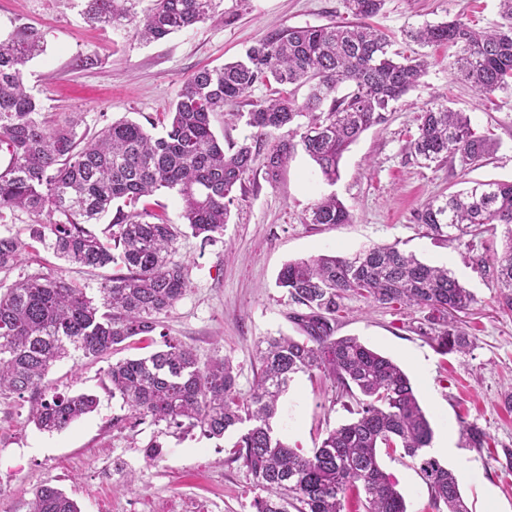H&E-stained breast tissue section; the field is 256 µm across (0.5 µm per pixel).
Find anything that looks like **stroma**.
Returning a JSON list of instances; mask_svg holds the SVG:
<instances>
[{"mask_svg": "<svg viewBox=\"0 0 512 512\" xmlns=\"http://www.w3.org/2000/svg\"><path fill=\"white\" fill-rule=\"evenodd\" d=\"M219 11L193 29L143 43L132 24H87L80 0H0V28L20 18L43 34L46 51L28 63L26 87L49 120L80 113V130L91 137L119 119L161 122L193 72L239 59L273 29L352 19L345 0H222ZM458 16L477 29L493 27L500 20L499 0H386L374 25L392 35L394 51L425 54L427 71L386 125L365 131L344 153L336 183H327L300 150L277 180L268 179L263 163L273 137L258 136L245 119L213 115L216 137L228 148L251 143L255 162L223 235L208 244L189 234L178 239L176 258L186 268L188 290L161 315L159 332L134 338L124 354L147 356L162 350L165 340H178L193 347L200 361L217 354L228 358L238 390L249 393L259 369L258 342L297 333L290 319L295 306L276 285L286 262L399 244L427 263L448 267L475 295L473 310L462 317L473 347L441 354L407 329L422 319L421 311L373 306L353 295L344 301L336 333L357 337L406 372L434 433L446 429L452 435L455 453L441 462L457 475L471 512H512V466L503 455L512 448V410L502 398L512 387V315L499 311L491 277L503 232L489 229L442 244L415 221L429 198L463 189L466 182L512 181V91L475 95L469 84L455 80L448 49L421 47L405 37L408 30ZM433 104L467 113L478 132L499 141L498 151L468 170L456 161L428 164L411 156L416 117ZM330 193L346 205L350 223H305L313 202ZM36 222L22 210L0 211V235L26 249L11 273L0 274V284L60 267L88 297L98 298L103 271L58 259L33 239ZM107 367V361L75 352L51 369L46 395L90 392L99 399L95 411L53 435L29 423L28 397L0 394V512H28L34 490L46 482L81 512H252L253 479L229 460L235 435L208 438L136 419L112 394ZM354 406L331 380L302 374L284 395V411L273 425L289 442L310 449L327 429L348 421ZM472 424L489 435L488 448L465 446L461 430ZM153 443L162 454L149 465L143 450ZM380 462L397 481L408 512H433L410 458L385 454ZM131 471L137 481L128 489L123 481Z\"/></svg>", "mask_w": 512, "mask_h": 512, "instance_id": "1", "label": "stroma"}]
</instances>
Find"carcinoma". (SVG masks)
Listing matches in <instances>:
<instances>
[{"label":"carcinoma","instance_id":"cac0c4a2","mask_svg":"<svg viewBox=\"0 0 512 512\" xmlns=\"http://www.w3.org/2000/svg\"><path fill=\"white\" fill-rule=\"evenodd\" d=\"M90 24L134 23V35L158 41L214 17L216 0H152L138 15V0H81ZM354 23L287 27L259 39L245 55L203 68L181 86L154 136L132 120L106 126L90 139L79 118L49 123L41 102L24 83V70L45 51L44 36L16 19L0 34V209L45 217L35 238L56 256L88 269L112 268L100 301L69 283L59 270L30 275L0 291V393L29 394V421L41 432H59L93 412L94 395L45 398V380L70 349L102 359L137 336L160 327V315L185 295L188 282L175 260L177 230L147 208L143 197L168 189L182 203L184 225L202 242L228 223L234 192L252 169L255 151L243 143L228 150L216 138L211 116L246 102L247 124L260 134L288 128L265 154L269 179L300 147L325 180L339 175L343 153L360 135L388 123L394 105L419 83L428 61L394 60L390 40L368 23L385 0H346ZM502 22L480 31L456 17L409 32L423 45L452 50L450 68L476 94L512 89V0H500ZM349 91L336 96L340 84ZM268 94L252 99L255 87ZM306 85L303 100L286 90ZM309 121L302 124L299 118ZM498 144L480 134L465 112L432 106L418 117L409 142L415 158L458 160L479 166ZM108 217L109 241L89 229ZM432 239L446 242L504 226L505 249L492 275L499 309L512 314V182L472 181L462 190L429 199L415 215ZM350 212L336 195L315 201L307 224H347ZM24 245L0 236V272L22 260ZM277 286L300 307L291 315L302 336H269L257 347L260 372L250 393L236 389L231 362L215 355L200 362L186 344L168 341L147 357L119 359L106 376L140 419L180 432L196 428L209 438L238 431L231 461L253 477V512H345L349 494L364 496L365 512H407L397 483L379 462L382 448H400L428 487L432 508L469 512L453 470L427 453L433 430L402 368L355 337H337L342 300L358 295L373 305L415 307L425 315L414 332L443 352H463L473 341L450 318L476 298L446 268L428 265L397 245H376L346 256L291 261ZM298 374H320L355 399L351 421L327 431L310 452L275 433L279 400ZM465 444L489 447L476 425L462 429ZM29 512H80L58 487L41 485Z\"/></svg>","mask_w":512,"mask_h":512}]
</instances>
